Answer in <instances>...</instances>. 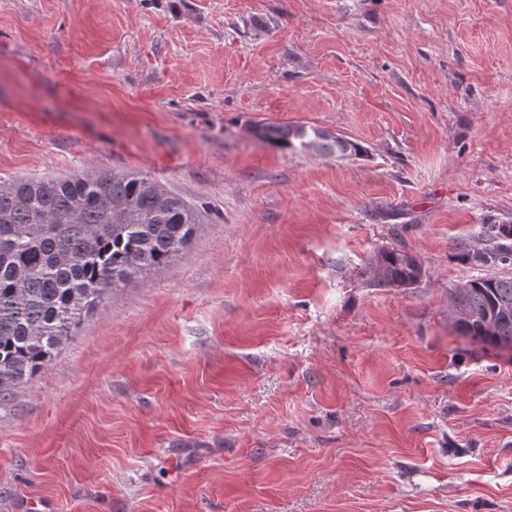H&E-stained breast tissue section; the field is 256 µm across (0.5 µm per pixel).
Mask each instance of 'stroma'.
Returning a JSON list of instances; mask_svg holds the SVG:
<instances>
[{
	"instance_id": "35a3bbf8",
	"label": "stroma",
	"mask_w": 512,
	"mask_h": 512,
	"mask_svg": "<svg viewBox=\"0 0 512 512\" xmlns=\"http://www.w3.org/2000/svg\"><path fill=\"white\" fill-rule=\"evenodd\" d=\"M98 169L202 222L0 401V512H512V348L448 316L512 276L455 256L512 224V0H0V178ZM264 136L291 151H314L325 156L345 157L356 154L359 146L344 136L325 129L305 125H288L267 128ZM373 286L411 288L422 275L421 265L411 253L400 247L380 250L365 269Z\"/></svg>"
}]
</instances>
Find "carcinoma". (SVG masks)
Instances as JSON below:
<instances>
[{"instance_id": "obj_1", "label": "carcinoma", "mask_w": 512, "mask_h": 512, "mask_svg": "<svg viewBox=\"0 0 512 512\" xmlns=\"http://www.w3.org/2000/svg\"><path fill=\"white\" fill-rule=\"evenodd\" d=\"M264 136L291 151L345 157L351 140L305 125ZM198 209L138 173L91 171L58 180H0V399L45 369L83 317L119 285L159 272L184 251ZM484 248L460 246L477 266L512 265V224H486ZM373 286L410 288L421 265L400 247L365 269ZM458 333L512 347V277H481L448 290Z\"/></svg>"}]
</instances>
